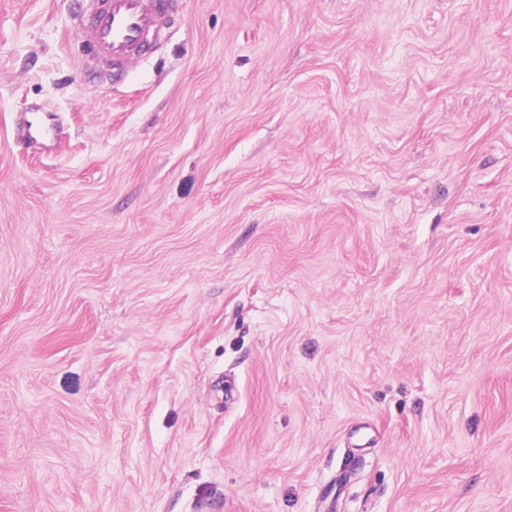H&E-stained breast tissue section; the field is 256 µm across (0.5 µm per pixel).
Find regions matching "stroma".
<instances>
[{
    "label": "stroma",
    "instance_id": "stroma-1",
    "mask_svg": "<svg viewBox=\"0 0 512 512\" xmlns=\"http://www.w3.org/2000/svg\"><path fill=\"white\" fill-rule=\"evenodd\" d=\"M75 10L0 0V512H512V0ZM181 0H81L75 20L89 59L107 76L122 74L154 49L153 37L166 21L180 17Z\"/></svg>",
    "mask_w": 512,
    "mask_h": 512
}]
</instances>
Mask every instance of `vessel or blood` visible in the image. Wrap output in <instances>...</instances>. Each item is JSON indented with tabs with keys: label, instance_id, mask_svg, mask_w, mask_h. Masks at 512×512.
<instances>
[{
	"label": "vessel or blood",
	"instance_id": "1",
	"mask_svg": "<svg viewBox=\"0 0 512 512\" xmlns=\"http://www.w3.org/2000/svg\"><path fill=\"white\" fill-rule=\"evenodd\" d=\"M181 0H81L76 24L89 59L118 76L154 49L153 38L180 16Z\"/></svg>",
	"mask_w": 512,
	"mask_h": 512
}]
</instances>
